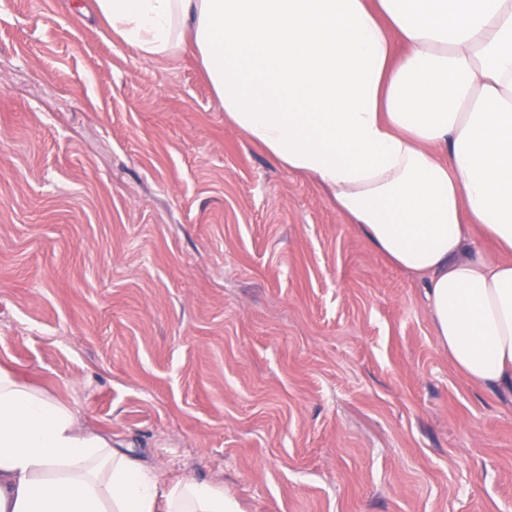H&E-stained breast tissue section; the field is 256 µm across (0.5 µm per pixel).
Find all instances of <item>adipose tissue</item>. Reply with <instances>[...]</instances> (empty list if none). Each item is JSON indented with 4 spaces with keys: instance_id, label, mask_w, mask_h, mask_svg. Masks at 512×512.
I'll use <instances>...</instances> for the list:
<instances>
[{
    "instance_id": "adipose-tissue-1",
    "label": "adipose tissue",
    "mask_w": 512,
    "mask_h": 512,
    "mask_svg": "<svg viewBox=\"0 0 512 512\" xmlns=\"http://www.w3.org/2000/svg\"><path fill=\"white\" fill-rule=\"evenodd\" d=\"M117 39L192 48L224 116L424 282L468 383L512 391V0H92ZM501 256L472 249L473 236ZM0 512H242L166 480L0 367Z\"/></svg>"
}]
</instances>
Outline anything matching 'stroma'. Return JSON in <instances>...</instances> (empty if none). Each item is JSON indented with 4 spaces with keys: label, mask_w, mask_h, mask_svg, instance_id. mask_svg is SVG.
I'll return each mask as SVG.
<instances>
[{
    "label": "stroma",
    "mask_w": 512,
    "mask_h": 512,
    "mask_svg": "<svg viewBox=\"0 0 512 512\" xmlns=\"http://www.w3.org/2000/svg\"><path fill=\"white\" fill-rule=\"evenodd\" d=\"M89 0H0V366L243 512H512L423 282Z\"/></svg>",
    "instance_id": "1"
}]
</instances>
